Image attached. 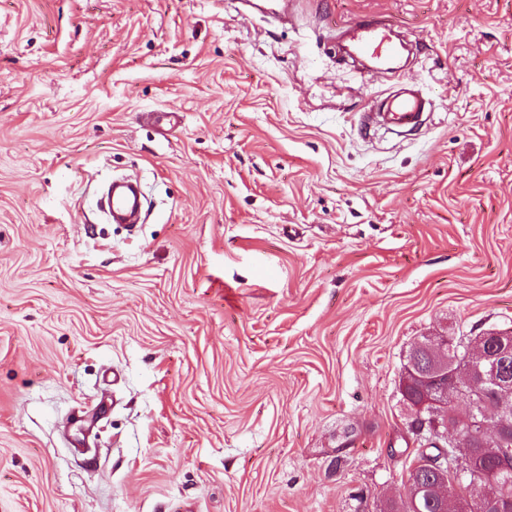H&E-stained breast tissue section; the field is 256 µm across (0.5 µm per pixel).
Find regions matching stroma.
Returning a JSON list of instances; mask_svg holds the SVG:
<instances>
[{"instance_id":"1","label":"stroma","mask_w":512,"mask_h":512,"mask_svg":"<svg viewBox=\"0 0 512 512\" xmlns=\"http://www.w3.org/2000/svg\"><path fill=\"white\" fill-rule=\"evenodd\" d=\"M328 8L421 43V131L316 0H0V512H384L410 350L512 332V0ZM140 195L136 185L124 181L113 182L110 194L112 223L121 224L133 219L141 206Z\"/></svg>"}]
</instances>
